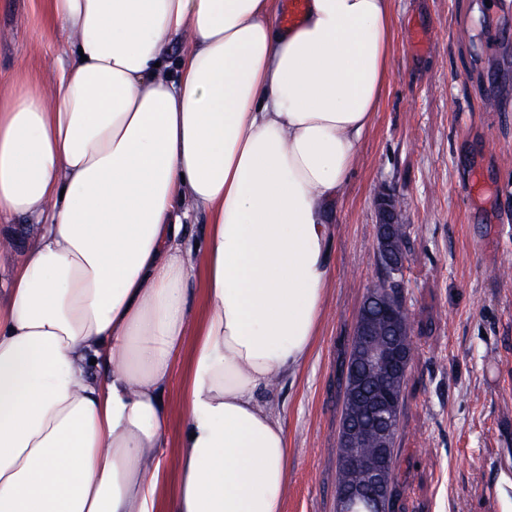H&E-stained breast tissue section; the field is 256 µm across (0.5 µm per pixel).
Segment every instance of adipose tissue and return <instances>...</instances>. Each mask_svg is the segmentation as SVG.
Returning a JSON list of instances; mask_svg holds the SVG:
<instances>
[{"label": "adipose tissue", "mask_w": 512, "mask_h": 512, "mask_svg": "<svg viewBox=\"0 0 512 512\" xmlns=\"http://www.w3.org/2000/svg\"><path fill=\"white\" fill-rule=\"evenodd\" d=\"M57 101L0 98V512H283L393 0H46ZM188 49L177 66L172 41ZM206 233L185 241L184 218ZM29 223L30 222L25 218H17L12 222V224H0V246L1 237L3 236L12 235V237L17 238L20 242V247L11 251V262H17L24 255L28 249V246L37 234V225ZM11 262L7 259H3L2 261L0 270L1 288L5 286L8 277L9 265Z\"/></svg>", "instance_id": "adipose-tissue-1"}]
</instances>
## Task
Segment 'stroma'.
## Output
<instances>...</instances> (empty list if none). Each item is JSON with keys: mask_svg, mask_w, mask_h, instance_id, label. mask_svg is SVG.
Here are the masks:
<instances>
[{"mask_svg": "<svg viewBox=\"0 0 512 512\" xmlns=\"http://www.w3.org/2000/svg\"><path fill=\"white\" fill-rule=\"evenodd\" d=\"M392 77L336 219L314 351L277 392L284 512H336L346 368L381 277L376 198L409 226L400 278L415 356L394 440L393 512H512V0H393ZM44 0H0V95L50 83Z\"/></svg>", "mask_w": 512, "mask_h": 512, "instance_id": "obj_1", "label": "stroma"}]
</instances>
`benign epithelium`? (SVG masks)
<instances>
[{
    "mask_svg": "<svg viewBox=\"0 0 512 512\" xmlns=\"http://www.w3.org/2000/svg\"><path fill=\"white\" fill-rule=\"evenodd\" d=\"M379 216L377 250L384 270L386 292L392 303L384 304L372 288L359 310L354 336L362 367L346 370L350 395L359 405L343 429L341 468L355 480L337 490V512H390L392 469L389 453L397 425L398 389L394 378L405 376L406 357L399 337L410 334L404 327L403 290L397 279L403 260L389 251L391 226L400 223L398 205L388 193L377 199Z\"/></svg>",
    "mask_w": 512,
    "mask_h": 512,
    "instance_id": "1",
    "label": "benign epithelium"
}]
</instances>
